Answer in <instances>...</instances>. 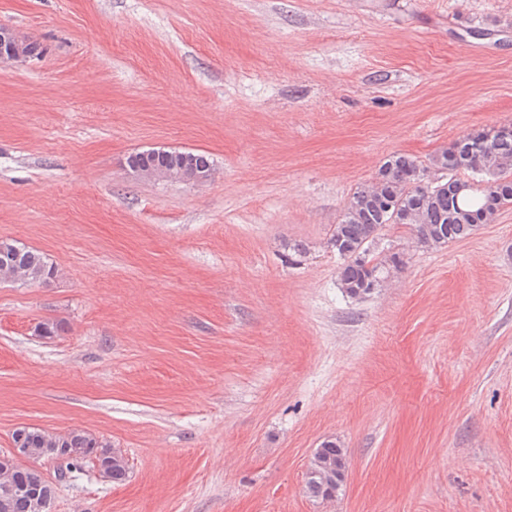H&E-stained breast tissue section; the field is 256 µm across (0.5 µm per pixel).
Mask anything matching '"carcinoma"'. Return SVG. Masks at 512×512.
I'll use <instances>...</instances> for the list:
<instances>
[{"label":"carcinoma","mask_w":512,"mask_h":512,"mask_svg":"<svg viewBox=\"0 0 512 512\" xmlns=\"http://www.w3.org/2000/svg\"><path fill=\"white\" fill-rule=\"evenodd\" d=\"M136 165L148 169L170 170L179 158L162 149L140 152ZM448 173L447 181L431 186L418 184L429 171ZM469 173L470 188L459 192V172ZM512 206V125L478 129L435 153L430 165L401 153L389 156L367 185L351 195L339 222L334 225L328 246L341 260L338 285L350 298H363L378 288L391 271L404 264L400 252L374 253L371 247L378 232L388 224L409 228L417 243L439 248L451 241L466 239L480 224L472 215L489 213ZM17 273L15 282L44 284L55 269L39 251L15 240L0 239V264ZM14 445L28 449L27 459L69 457V466L91 460L98 470L115 483L126 479L127 463L123 455L93 435L72 430L58 435L34 427H22L12 434ZM9 476L0 478V512H32L30 493L38 492L51 500L55 485L44 474L19 462L15 455L0 457ZM346 469V450L333 441L316 449L306 473V493L328 500L341 489Z\"/></svg>","instance_id":"carcinoma-1"}]
</instances>
